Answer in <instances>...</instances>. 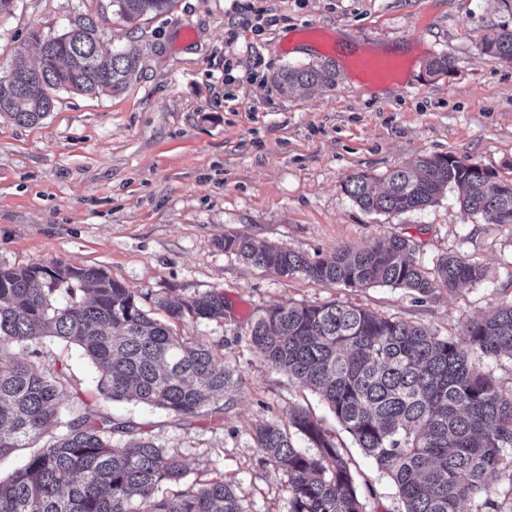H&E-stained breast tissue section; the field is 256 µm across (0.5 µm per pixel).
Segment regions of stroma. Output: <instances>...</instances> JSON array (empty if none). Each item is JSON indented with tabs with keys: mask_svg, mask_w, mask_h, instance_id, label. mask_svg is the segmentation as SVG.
<instances>
[{
	"mask_svg": "<svg viewBox=\"0 0 512 512\" xmlns=\"http://www.w3.org/2000/svg\"><path fill=\"white\" fill-rule=\"evenodd\" d=\"M86 11L114 47L139 51L142 72L119 94L55 92L53 111L34 126L0 118V267L93 266L151 310L222 293L223 319L175 331L221 350L239 378L235 391L184 421L103 397L99 408L182 458L186 485L223 474L251 512L289 509L288 477L256 448L254 426L304 409L373 489L369 512H404L389 476L325 403L273 370L245 332L277 304L335 303L455 337L469 318L512 301L511 225L468 215L453 189L397 215L366 212L343 189L349 175L381 178L421 156L512 165V59L488 57L480 44L491 27L512 25V13L500 0H177L134 33L111 0H16L0 20V76L36 63L31 30L61 33ZM311 24L355 47L407 53L406 84L370 83L323 45L298 43ZM443 55L451 69L429 75L428 62ZM308 66L335 71L334 84L288 94L275 85L277 73ZM227 233L313 259L406 236L425 266L459 252L485 265L486 278L423 299L282 277L224 251ZM8 352L48 365L64 359L75 386H97L91 361L57 338Z\"/></svg>",
	"mask_w": 512,
	"mask_h": 512,
	"instance_id": "obj_1",
	"label": "stroma"
}]
</instances>
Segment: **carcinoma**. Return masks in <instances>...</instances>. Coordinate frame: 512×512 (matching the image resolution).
<instances>
[{
	"instance_id": "1",
	"label": "carcinoma",
	"mask_w": 512,
	"mask_h": 512,
	"mask_svg": "<svg viewBox=\"0 0 512 512\" xmlns=\"http://www.w3.org/2000/svg\"><path fill=\"white\" fill-rule=\"evenodd\" d=\"M176 0H112L134 27L148 15L171 12ZM30 39L37 66L14 68L0 83V115L35 125L54 109L58 90L95 96L118 93L140 70L133 51L102 40L86 12L63 32ZM484 54L512 58V27L481 38ZM323 68H290L274 77L282 92L333 82ZM353 174L343 188L367 212L399 214L436 203L458 189L459 203L486 224H512V177L452 155L419 157L386 177ZM221 245L245 262L281 276L301 274L351 288L385 285L421 297L477 286L485 269L450 253L427 268L409 239L341 245L328 259L311 260L249 236H224ZM175 321L224 317V295L208 292L165 306ZM53 336L78 346L100 374L99 394L136 401L176 418L196 415L237 387L224 354L173 334L120 282L96 267H0V458L29 448L23 468L0 480V512H249L224 481L178 489L183 461L130 421L93 406L75 388L68 364L50 366L7 355L14 342ZM246 341L268 365L319 394L357 446L393 481L405 512H462L484 498L480 512H501L489 479L512 467V386L483 372L485 358H512V303L472 318L458 337L421 325L336 304L275 305L250 323ZM81 412L64 420L60 400ZM303 436L314 454L298 451ZM265 459L287 473L289 512H367L346 458L331 436L303 410L288 423L267 421L252 433ZM164 486L175 487L170 495Z\"/></svg>"
}]
</instances>
